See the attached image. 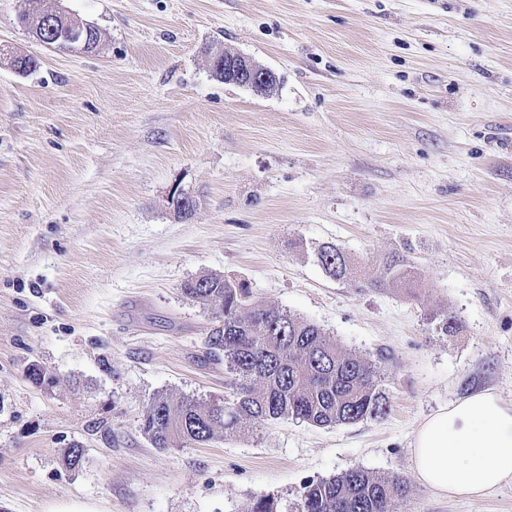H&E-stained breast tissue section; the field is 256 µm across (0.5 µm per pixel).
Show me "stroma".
Segmentation results:
<instances>
[{
    "instance_id": "obj_1",
    "label": "stroma",
    "mask_w": 512,
    "mask_h": 512,
    "mask_svg": "<svg viewBox=\"0 0 512 512\" xmlns=\"http://www.w3.org/2000/svg\"><path fill=\"white\" fill-rule=\"evenodd\" d=\"M47 8L98 51L35 40L21 17ZM219 51L275 89L216 79ZM392 260L417 293L367 286ZM211 273L380 367L388 415L153 448L154 393L228 392L219 322L182 292ZM484 388L512 401V0H0V512H240L354 468L410 478L395 512H512V482L459 500L411 478L422 420ZM318 261L326 274L336 280H342L349 274V261L344 252L335 245L322 246L318 252Z\"/></svg>"
}]
</instances>
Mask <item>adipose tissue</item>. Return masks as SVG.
Wrapping results in <instances>:
<instances>
[{
  "label": "adipose tissue",
  "instance_id": "adipose-tissue-1",
  "mask_svg": "<svg viewBox=\"0 0 512 512\" xmlns=\"http://www.w3.org/2000/svg\"><path fill=\"white\" fill-rule=\"evenodd\" d=\"M411 471L448 498L494 494L512 481V403L486 389L425 418L414 434Z\"/></svg>",
  "mask_w": 512,
  "mask_h": 512
}]
</instances>
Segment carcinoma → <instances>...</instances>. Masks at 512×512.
<instances>
[{"instance_id":"carcinoma-1","label":"carcinoma","mask_w":512,"mask_h":512,"mask_svg":"<svg viewBox=\"0 0 512 512\" xmlns=\"http://www.w3.org/2000/svg\"><path fill=\"white\" fill-rule=\"evenodd\" d=\"M318 261L333 279L349 274V261L335 245L321 247ZM386 283L411 288L414 274L391 264L368 281L375 287ZM182 291L221 319L222 328L208 336L207 355L224 356L232 394L211 402L166 391L153 394L139 423L153 447L184 448L281 419L328 427L389 413L377 367L343 350L314 323L255 299L245 282L207 274L196 286L186 283ZM430 320L444 335L461 325L446 311ZM84 460L79 444L64 449L61 458L70 471L80 469ZM408 493L409 483L401 475L382 477L355 468L306 481L292 512H393L394 503ZM242 512L280 510L277 500L260 497Z\"/></svg>"}]
</instances>
